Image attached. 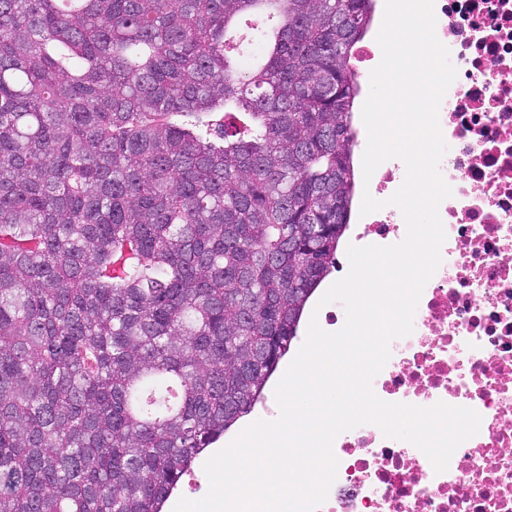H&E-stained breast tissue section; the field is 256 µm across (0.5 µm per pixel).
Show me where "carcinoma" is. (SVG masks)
I'll list each match as a JSON object with an SVG mask.
<instances>
[{
  "instance_id": "cac0c4a2",
  "label": "carcinoma",
  "mask_w": 512,
  "mask_h": 512,
  "mask_svg": "<svg viewBox=\"0 0 512 512\" xmlns=\"http://www.w3.org/2000/svg\"><path fill=\"white\" fill-rule=\"evenodd\" d=\"M373 11L0 0V512H162L264 397L350 224ZM377 46L374 42L362 45L355 49L353 58H354V69L358 73V75H363L365 72L372 70L376 66V57H377ZM368 74L363 75L360 78L362 92L360 97L356 100L354 106V116H353V126L357 131L358 135V144L354 150V168H355V178H356V197L354 203L361 193L363 187V173L362 168L359 165V161L363 156L364 150V138L367 136L366 128L362 122L361 111L362 107L369 95L370 91V80ZM353 203V206H354Z\"/></svg>"
}]
</instances>
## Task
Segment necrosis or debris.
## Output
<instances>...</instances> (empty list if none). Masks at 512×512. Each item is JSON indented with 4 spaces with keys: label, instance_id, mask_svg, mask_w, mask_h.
<instances>
[{
    "label": "necrosis or debris",
    "instance_id": "obj_1",
    "mask_svg": "<svg viewBox=\"0 0 512 512\" xmlns=\"http://www.w3.org/2000/svg\"><path fill=\"white\" fill-rule=\"evenodd\" d=\"M434 13L457 69L438 108L446 239L412 333L391 343L372 386L390 403L472 408L481 425L442 473L377 425L342 433L319 512H512V0H434ZM405 233L392 207L364 215L355 240L389 245Z\"/></svg>",
    "mask_w": 512,
    "mask_h": 512
}]
</instances>
